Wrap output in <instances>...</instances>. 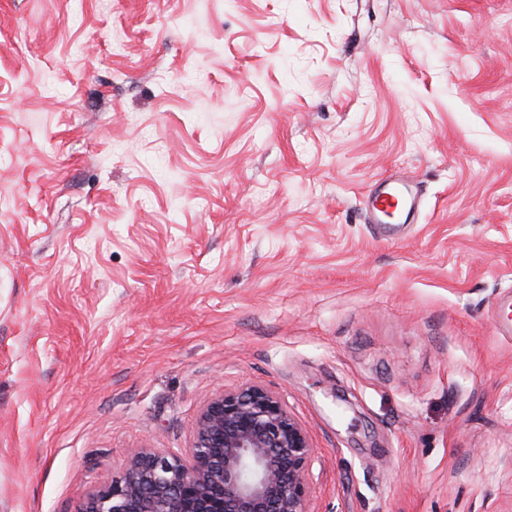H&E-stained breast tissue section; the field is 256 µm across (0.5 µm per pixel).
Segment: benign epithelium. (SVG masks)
I'll list each match as a JSON object with an SVG mask.
<instances>
[{
  "instance_id": "benign-epithelium-1",
  "label": "benign epithelium",
  "mask_w": 512,
  "mask_h": 512,
  "mask_svg": "<svg viewBox=\"0 0 512 512\" xmlns=\"http://www.w3.org/2000/svg\"><path fill=\"white\" fill-rule=\"evenodd\" d=\"M192 432L188 455L132 454L77 512H308L312 448L276 392H219Z\"/></svg>"
}]
</instances>
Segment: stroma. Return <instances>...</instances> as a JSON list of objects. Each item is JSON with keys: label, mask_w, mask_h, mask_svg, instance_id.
I'll list each match as a JSON object with an SVG mask.
<instances>
[{"label": "stroma", "mask_w": 512, "mask_h": 512, "mask_svg": "<svg viewBox=\"0 0 512 512\" xmlns=\"http://www.w3.org/2000/svg\"><path fill=\"white\" fill-rule=\"evenodd\" d=\"M507 293L512 0H0V512L249 383L308 512H512ZM395 198L401 207V219L406 223L416 212L415 198L409 184L387 183L384 189L370 199L371 207L376 216L378 224H383V216L385 215L379 205L383 204L389 198Z\"/></svg>", "instance_id": "35a3bbf8"}]
</instances>
